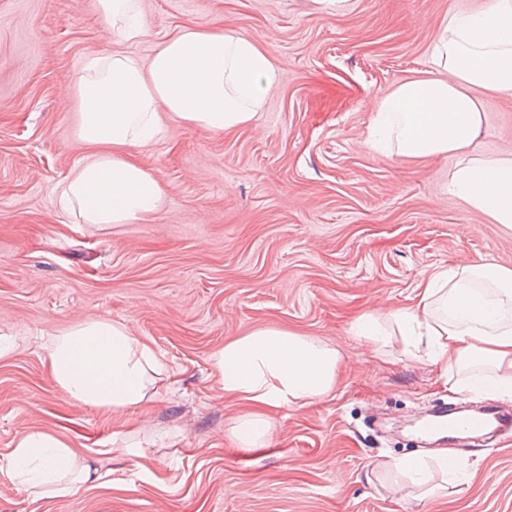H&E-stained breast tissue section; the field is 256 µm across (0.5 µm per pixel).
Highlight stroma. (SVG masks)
<instances>
[{
  "instance_id": "35a3bbf8",
  "label": "stroma",
  "mask_w": 512,
  "mask_h": 512,
  "mask_svg": "<svg viewBox=\"0 0 512 512\" xmlns=\"http://www.w3.org/2000/svg\"><path fill=\"white\" fill-rule=\"evenodd\" d=\"M487 2L351 0L336 15L311 0H141L146 34L107 44L95 0H0V453L19 430L50 431L104 475L35 502L0 472V512H512V435L460 447L407 431L438 404L512 412V399L451 392L399 343L351 332L362 314L411 305L433 270L512 268V228L448 191L457 155L366 145L373 105L429 69L449 10ZM185 25L253 37L280 82L250 125L168 118L137 149L165 188L152 223H78L56 200L80 157L68 87L88 53L145 62ZM481 100L478 152L511 155L512 94ZM85 317L125 322L164 354L173 373L155 399L115 413L55 383L48 348ZM269 326L336 347V387L275 413L269 447L243 450L228 427L246 406L216 384L211 356ZM130 429L141 456L112 457L108 439ZM405 457L423 460L426 486L393 468Z\"/></svg>"
}]
</instances>
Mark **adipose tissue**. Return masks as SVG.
Listing matches in <instances>:
<instances>
[{
  "mask_svg": "<svg viewBox=\"0 0 512 512\" xmlns=\"http://www.w3.org/2000/svg\"><path fill=\"white\" fill-rule=\"evenodd\" d=\"M102 37L146 32L140 0H97ZM281 78L252 37L186 26L165 39L149 64L129 54H88L72 93L79 106L74 146L84 156L61 183L62 211L83 224H145L165 190L131 150L151 144L164 114L213 132L251 122ZM512 92V0L478 12H449L423 76L378 101L367 145L409 160L453 153L460 162L449 191L494 223L512 227V156L476 158L470 150L484 114L478 92ZM354 336L374 346L397 339L413 358L438 366L454 392L512 397V268L492 261L426 274L414 308L367 313ZM54 381L83 406L132 410L155 397L170 375L165 357L121 321L87 318L55 339ZM340 355L321 338L269 327L213 355L225 395L248 402L228 433L243 449L267 447L273 412L304 406L336 385ZM38 497H64L97 480L88 458L51 432H17L0 471Z\"/></svg>",
  "mask_w": 512,
  "mask_h": 512,
  "instance_id": "ef3b65f1",
  "label": "adipose tissue"
}]
</instances>
